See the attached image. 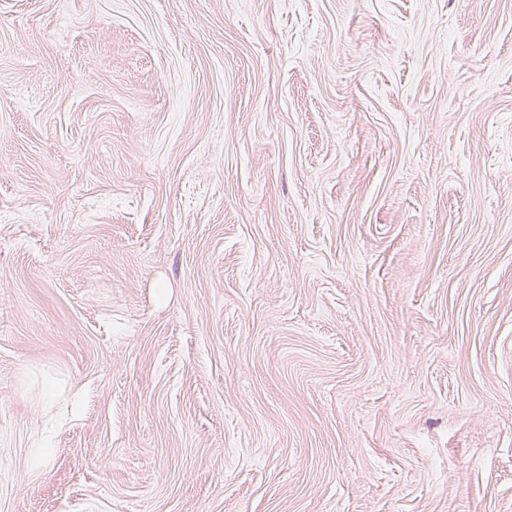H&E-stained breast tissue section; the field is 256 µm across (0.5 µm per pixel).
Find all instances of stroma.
<instances>
[{
	"label": "stroma",
	"mask_w": 512,
	"mask_h": 512,
	"mask_svg": "<svg viewBox=\"0 0 512 512\" xmlns=\"http://www.w3.org/2000/svg\"><path fill=\"white\" fill-rule=\"evenodd\" d=\"M0 512H512V0H0Z\"/></svg>",
	"instance_id": "35a3bbf8"
}]
</instances>
